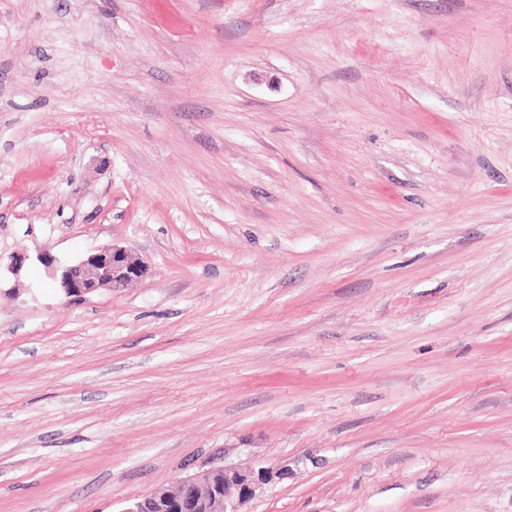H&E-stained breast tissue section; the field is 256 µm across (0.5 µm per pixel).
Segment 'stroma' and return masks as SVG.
<instances>
[{
    "mask_svg": "<svg viewBox=\"0 0 512 512\" xmlns=\"http://www.w3.org/2000/svg\"><path fill=\"white\" fill-rule=\"evenodd\" d=\"M215 458L287 467L244 512H512V0H0V512ZM37 259L66 297H84L103 287L118 290L148 273L141 259L114 244L88 252L64 266L48 251L39 252Z\"/></svg>",
    "mask_w": 512,
    "mask_h": 512,
    "instance_id": "obj_1",
    "label": "stroma"
}]
</instances>
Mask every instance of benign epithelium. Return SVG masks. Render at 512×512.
<instances>
[{
    "mask_svg": "<svg viewBox=\"0 0 512 512\" xmlns=\"http://www.w3.org/2000/svg\"><path fill=\"white\" fill-rule=\"evenodd\" d=\"M37 259L67 297H84L103 287L118 290L148 273L141 259L119 245L98 248L64 266L48 251L39 252ZM279 476L266 467L213 463L182 478L176 492L155 490L122 512H144L149 502L169 512H240L241 505Z\"/></svg>",
    "mask_w": 512,
    "mask_h": 512,
    "instance_id": "benign-epithelium-1",
    "label": "benign epithelium"
}]
</instances>
